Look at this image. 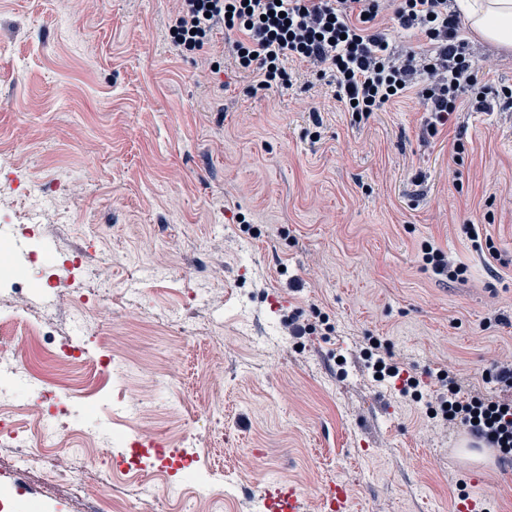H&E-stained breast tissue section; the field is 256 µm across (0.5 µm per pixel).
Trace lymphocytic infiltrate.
<instances>
[{
    "instance_id": "lymphocytic-infiltrate-1",
    "label": "lymphocytic infiltrate",
    "mask_w": 512,
    "mask_h": 512,
    "mask_svg": "<svg viewBox=\"0 0 512 512\" xmlns=\"http://www.w3.org/2000/svg\"><path fill=\"white\" fill-rule=\"evenodd\" d=\"M166 24L176 47L192 51L223 34L235 67L257 85H287L286 64H312L329 76L343 111L366 120L409 96L423 102L437 136L465 102L479 112L512 109V85L488 93L480 68L460 35L448 0H175ZM391 16L399 28L428 41V52L395 53L381 26ZM437 413L461 420L472 435L512 464V402L461 398L456 375L438 370Z\"/></svg>"
}]
</instances>
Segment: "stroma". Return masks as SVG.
<instances>
[{
	"label": "stroma",
	"mask_w": 512,
	"mask_h": 512,
	"mask_svg": "<svg viewBox=\"0 0 512 512\" xmlns=\"http://www.w3.org/2000/svg\"><path fill=\"white\" fill-rule=\"evenodd\" d=\"M172 7L0 0V187L56 195L41 246L88 250L125 296L99 339L136 370L72 414L199 443L211 484L232 494L223 512H263L276 481L306 490L303 512H325L317 490L333 483L351 512H512V465L458 451L460 426L429 420L363 355L375 337L404 368L457 373L462 397L512 400L485 378L512 361V111L461 108L432 138L412 96L354 125L310 65L261 90L228 53H181ZM469 47L489 89L512 85V49ZM426 241L464 280H438ZM27 298L54 312L56 337L87 346L55 290ZM291 311L314 332L289 335ZM72 463L86 499H44L35 471L0 512H107L117 497L170 512L138 479Z\"/></svg>",
	"instance_id": "obj_1"
}]
</instances>
